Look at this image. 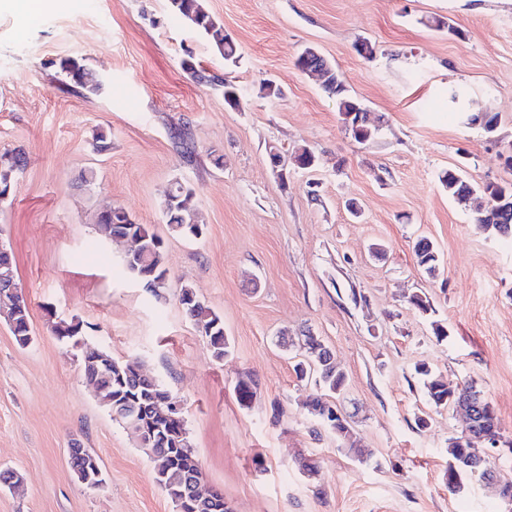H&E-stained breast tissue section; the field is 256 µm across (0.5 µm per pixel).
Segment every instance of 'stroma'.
<instances>
[{
    "instance_id": "35a3bbf8",
    "label": "stroma",
    "mask_w": 512,
    "mask_h": 512,
    "mask_svg": "<svg viewBox=\"0 0 512 512\" xmlns=\"http://www.w3.org/2000/svg\"><path fill=\"white\" fill-rule=\"evenodd\" d=\"M205 7L237 44L236 63L167 0H69L33 17L0 9V152L26 157L0 202V239L33 337L19 345L0 318V468L22 477L0 489V512H174L148 454L99 404L75 350L51 334L52 322L71 318L89 341L164 383L184 411L202 490L221 491L231 512H494L479 477L449 493L448 442L466 419L430 406L415 368L428 365L451 387L476 384L505 441L493 466L512 479V243L479 230L439 180L458 169L475 185L512 182V0ZM364 39L373 59L355 50ZM308 47L380 117L369 142L345 131L335 99L297 68ZM188 49L197 68L245 89L239 108L191 79ZM68 57L97 72L99 93L70 83L59 67ZM266 79L278 96L262 95ZM451 87L467 90L466 117L449 111ZM483 113L497 115L494 131L477 122ZM272 146L287 158L307 148L318 164L279 180ZM176 182L193 192L200 238L165 220ZM114 207L162 240L164 288L126 271L129 242L99 231L97 214ZM423 238L441 257L433 277L416 263ZM185 284L223 316L224 360L185 317ZM416 294L433 313L413 307ZM307 334L345 375L335 402L348 438L304 407L321 393L293 370ZM242 378L254 383L246 407L235 390ZM76 443L98 458L102 488L72 472Z\"/></svg>"
}]
</instances>
